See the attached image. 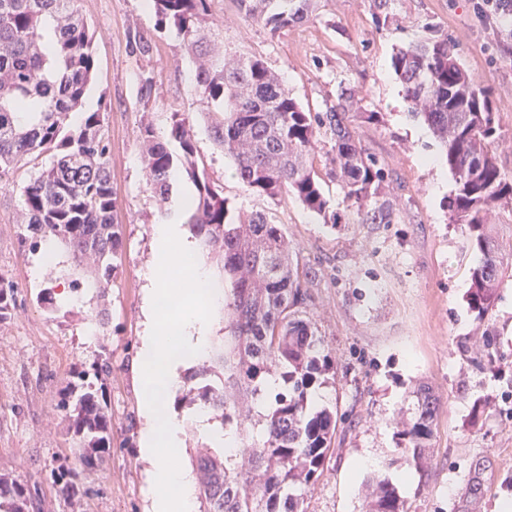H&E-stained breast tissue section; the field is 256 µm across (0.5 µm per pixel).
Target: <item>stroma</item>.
<instances>
[{
	"label": "stroma",
	"mask_w": 512,
	"mask_h": 512,
	"mask_svg": "<svg viewBox=\"0 0 512 512\" xmlns=\"http://www.w3.org/2000/svg\"><path fill=\"white\" fill-rule=\"evenodd\" d=\"M478 0H394L400 27L377 26L371 0H314L303 23L270 32L244 17L236 0H211L202 22L203 52L244 50L280 73L292 96L314 112L335 104L339 85L360 87L362 109L376 113L360 132L366 147L395 180L397 221L341 224L315 219L293 199L279 202L245 192L232 162L207 130V106L192 93L198 54L173 26H161L142 0H79L94 33V77L82 111L105 109L112 153L121 258L105 302L91 293L57 298L61 280L85 281L65 249L52 261L22 247L21 193L25 170L0 180V275L15 300L0 321V474L37 486V512H151L147 463L140 454L141 417L134 358L144 331L146 274L154 260L157 224L195 189L178 176L168 198L153 192L140 160L141 134L166 140L173 113L197 131V160L233 211H263L284 226L300 266L317 269L306 286L307 310L317 321L334 365L335 381L315 387L317 404L336 409L337 433L321 475L307 494L306 512H363L362 483L382 473L397 485L407 512H451L471 462H494L499 480L482 512L512 507V280L501 291L495 323L502 350L494 369H482L475 323L465 303L469 269L464 228L448 221L444 200L452 175L423 122L414 120L391 66L403 44L425 38L433 24L456 40L473 77L500 106L498 163L512 175V16L478 15ZM151 45L133 51V37ZM98 338L88 323L98 311ZM112 363L99 380L112 414V449L95 468L83 467L76 440L59 409L68 381L100 355ZM421 384L443 404L430 442L426 475L397 465L395 422ZM487 404L470 426L474 401ZM67 463L78 493L66 499L48 478Z\"/></svg>",
	"instance_id": "35a3bbf8"
}]
</instances>
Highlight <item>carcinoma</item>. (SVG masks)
<instances>
[{
	"mask_svg": "<svg viewBox=\"0 0 512 512\" xmlns=\"http://www.w3.org/2000/svg\"><path fill=\"white\" fill-rule=\"evenodd\" d=\"M78 0H0V179L19 164L48 156L22 190L26 216L22 245L37 250L55 240L92 274L88 287L105 299L117 269L122 225L114 222L111 149L106 113L73 115L94 70L93 34ZM164 23L190 45L210 0H152ZM239 10L278 31L308 19L313 0H236ZM392 0H372L377 23L392 22ZM432 35L396 49L391 59L410 107L442 148L454 181L448 223L464 227L465 248L477 257L470 269L468 310L477 323L487 364L498 351L493 311L500 299L512 250L495 219L512 212V177L500 168L499 112L491 91L479 85L448 34ZM194 95L213 108L208 131L233 161L244 191L272 200L291 197L325 224H394L389 173L352 124L360 102L341 88L325 112L304 109L282 77L256 55H202ZM330 138L331 149L318 144ZM141 161L149 185L168 194L176 172L193 183L184 224L224 271V343L186 381L185 397L220 420L237 437L235 453L210 449L195 457L200 512H305V490L317 480L332 440L336 413L317 407L311 391L327 381L331 359L306 310L304 284L317 271L294 262L282 225L255 211L230 216L224 196L197 164V133L175 112L168 140L144 130ZM336 181L343 208L332 206L318 166ZM14 302V288L0 275V320ZM67 388L61 409L77 439L78 459L97 466L112 448V414L98 389ZM410 417L397 429L399 453L422 468L441 399L417 390ZM72 472L51 470L65 496L76 494ZM493 464L472 461L452 512H481ZM369 512H405L404 499L386 477L369 481ZM31 492L0 474V512H29Z\"/></svg>",
	"mask_w": 512,
	"mask_h": 512,
	"instance_id": "carcinoma-1",
	"label": "carcinoma"
}]
</instances>
